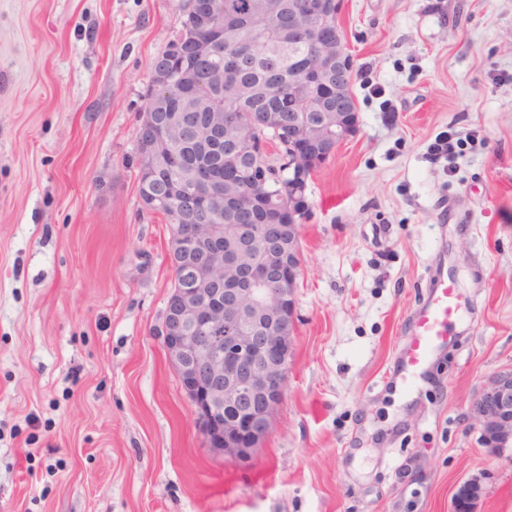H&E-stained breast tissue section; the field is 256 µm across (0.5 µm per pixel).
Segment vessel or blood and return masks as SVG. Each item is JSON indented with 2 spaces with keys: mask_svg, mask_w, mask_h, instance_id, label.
<instances>
[{
  "mask_svg": "<svg viewBox=\"0 0 512 512\" xmlns=\"http://www.w3.org/2000/svg\"><path fill=\"white\" fill-rule=\"evenodd\" d=\"M460 316L454 283L437 279L428 301L416 311L412 320L401 368L404 382H412L429 366L435 351L446 344Z\"/></svg>",
  "mask_w": 512,
  "mask_h": 512,
  "instance_id": "b4317fda",
  "label": "vessel or blood"
}]
</instances>
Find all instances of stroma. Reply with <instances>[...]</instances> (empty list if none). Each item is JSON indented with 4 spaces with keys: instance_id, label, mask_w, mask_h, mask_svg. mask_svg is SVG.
<instances>
[{
    "instance_id": "obj_1",
    "label": "stroma",
    "mask_w": 512,
    "mask_h": 512,
    "mask_svg": "<svg viewBox=\"0 0 512 512\" xmlns=\"http://www.w3.org/2000/svg\"><path fill=\"white\" fill-rule=\"evenodd\" d=\"M184 5L0 0V512H453L474 476V512H512V447L470 414L512 369V0H343L359 131L308 182L286 394L245 464L166 355L169 226L138 192ZM442 275L468 316L407 387ZM173 57L171 55H159L152 65V83L156 92L170 87L173 73Z\"/></svg>"
}]
</instances>
